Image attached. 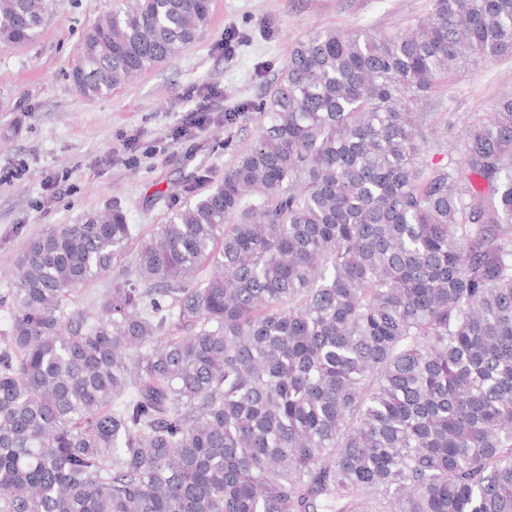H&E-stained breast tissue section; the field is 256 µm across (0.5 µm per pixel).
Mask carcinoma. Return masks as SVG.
Here are the masks:
<instances>
[{
    "mask_svg": "<svg viewBox=\"0 0 512 512\" xmlns=\"http://www.w3.org/2000/svg\"><path fill=\"white\" fill-rule=\"evenodd\" d=\"M46 0H0V42ZM211 0H114L87 99L179 55ZM512 54V0L296 41L224 181L141 239L30 238L0 296V512H512V95L428 161L416 107ZM112 274L86 308L73 293Z\"/></svg>",
    "mask_w": 512,
    "mask_h": 512,
    "instance_id": "obj_1",
    "label": "carcinoma"
}]
</instances>
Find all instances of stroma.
I'll return each instance as SVG.
<instances>
[{"instance_id":"stroma-1","label":"stroma","mask_w":512,"mask_h":512,"mask_svg":"<svg viewBox=\"0 0 512 512\" xmlns=\"http://www.w3.org/2000/svg\"><path fill=\"white\" fill-rule=\"evenodd\" d=\"M113 0H47L36 41L0 42V293L25 242L50 227L120 206L135 236L224 179L254 136L259 102L296 40L332 28L393 33L424 17L430 0H212L210 22L181 54L111 97L79 96L67 74L84 33ZM276 29L261 36L264 25ZM512 93V55L468 64L420 104L427 154L456 145L467 122ZM205 107L198 135L169 132ZM235 113L233 123L224 116ZM22 178H12L17 163Z\"/></svg>"}]
</instances>
